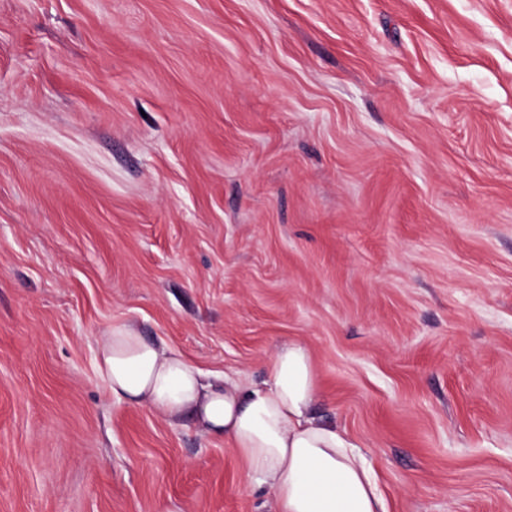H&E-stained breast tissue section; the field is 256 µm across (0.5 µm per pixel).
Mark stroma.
<instances>
[{"mask_svg": "<svg viewBox=\"0 0 512 512\" xmlns=\"http://www.w3.org/2000/svg\"><path fill=\"white\" fill-rule=\"evenodd\" d=\"M120 323L301 343L389 512H512V0H0V512H273Z\"/></svg>", "mask_w": 512, "mask_h": 512, "instance_id": "35a3bbf8", "label": "stroma"}]
</instances>
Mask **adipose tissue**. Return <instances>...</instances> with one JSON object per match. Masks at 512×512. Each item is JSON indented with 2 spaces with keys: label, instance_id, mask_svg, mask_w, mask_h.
<instances>
[{
  "label": "adipose tissue",
  "instance_id": "ef3b65f1",
  "mask_svg": "<svg viewBox=\"0 0 512 512\" xmlns=\"http://www.w3.org/2000/svg\"><path fill=\"white\" fill-rule=\"evenodd\" d=\"M96 370L113 399L224 438L246 474L272 494L274 512H387L359 447L313 415L317 376L301 344L273 354L263 384L218 382L165 343L117 324L99 342Z\"/></svg>",
  "mask_w": 512,
  "mask_h": 512
}]
</instances>
